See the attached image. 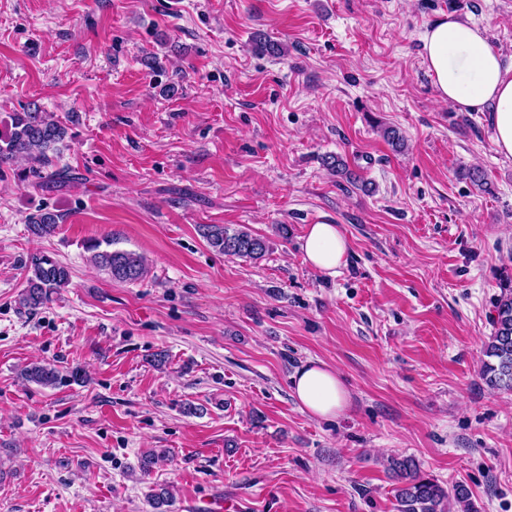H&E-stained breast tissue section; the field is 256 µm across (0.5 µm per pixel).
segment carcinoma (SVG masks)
<instances>
[{"label": "carcinoma", "mask_w": 512, "mask_h": 512, "mask_svg": "<svg viewBox=\"0 0 512 512\" xmlns=\"http://www.w3.org/2000/svg\"><path fill=\"white\" fill-rule=\"evenodd\" d=\"M67 135V127L39 109L16 112L8 131L0 135V166L15 160L46 166L51 155L58 153V144ZM60 216L41 209L28 219V231L37 238L56 233ZM208 245L228 256L257 260L267 252L266 240L242 226L230 229L220 224H205L201 229ZM91 261L104 270L112 280L134 283L144 279L149 267L146 258L126 250L101 249V243L90 246ZM25 288L20 294V307L36 312L45 307L52 295L70 278L69 268L45 254H33L24 262ZM493 332L486 344L485 356L495 363H483V376L493 389L512 392V287L503 289L494 305ZM26 380L43 387H54L61 381L59 371L48 365L33 363L23 369ZM389 470L398 482L394 489L397 512H450L452 504L462 506L463 512H475L470 502L471 491L460 482L443 487L421 474L410 458H391ZM153 512H168L171 494L167 487L157 485L148 495Z\"/></svg>", "instance_id": "carcinoma-1"}]
</instances>
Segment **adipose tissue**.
I'll return each instance as SVG.
<instances>
[{
  "label": "adipose tissue",
  "mask_w": 512,
  "mask_h": 512,
  "mask_svg": "<svg viewBox=\"0 0 512 512\" xmlns=\"http://www.w3.org/2000/svg\"><path fill=\"white\" fill-rule=\"evenodd\" d=\"M423 61L440 100L465 112H488L498 153L512 157V55L494 48L486 28L445 14L421 36ZM307 264L335 275L349 244L339 226L309 225L302 238ZM294 396L303 411L319 418L341 414L348 393L335 371L315 361L293 376Z\"/></svg>",
  "instance_id": "adipose-tissue-1"
}]
</instances>
